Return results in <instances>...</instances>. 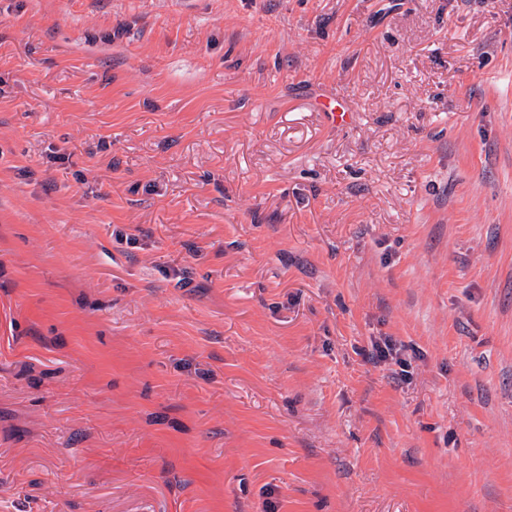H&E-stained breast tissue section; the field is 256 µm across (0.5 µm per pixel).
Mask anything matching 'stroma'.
<instances>
[{"label": "stroma", "mask_w": 512, "mask_h": 512, "mask_svg": "<svg viewBox=\"0 0 512 512\" xmlns=\"http://www.w3.org/2000/svg\"><path fill=\"white\" fill-rule=\"evenodd\" d=\"M0 512H512V0H0Z\"/></svg>", "instance_id": "35a3bbf8"}]
</instances>
